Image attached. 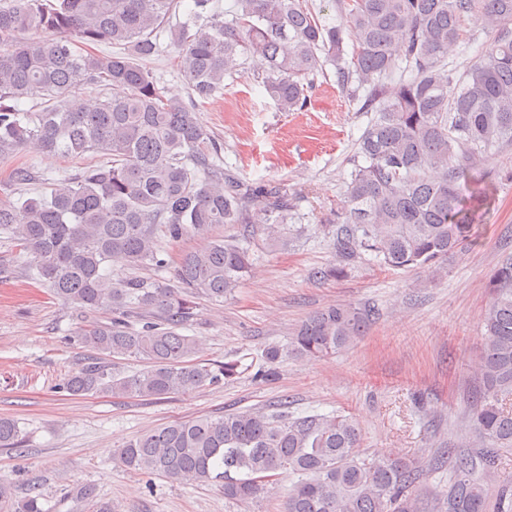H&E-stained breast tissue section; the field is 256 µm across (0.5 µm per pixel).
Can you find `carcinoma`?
<instances>
[{
    "label": "carcinoma",
    "instance_id": "obj_1",
    "mask_svg": "<svg viewBox=\"0 0 512 512\" xmlns=\"http://www.w3.org/2000/svg\"><path fill=\"white\" fill-rule=\"evenodd\" d=\"M192 0L170 29L190 102L166 97L141 61L158 51L157 33L178 0H0V158L21 150L102 160L15 202L0 200V234L31 259L35 279L82 311L106 309L76 339L92 352L67 375L74 396L108 394L164 400L232 380L253 366L270 377L282 358L330 357L353 344L375 319L371 305L329 306L307 318L260 363L215 366L192 361L199 341L185 334L196 300L222 302L255 265L247 238L212 237L220 224L264 220L273 248L302 237L288 223L296 196L249 184L219 163L195 99L224 91L239 60L268 62L262 85L283 112L305 102L307 80L325 62L372 112L357 143L346 192L321 225L335 262L311 272L341 278L361 263L428 267L465 249L487 194L461 182L512 143V0H334L339 21H321L307 0H236L234 18ZM485 40L473 46L468 23ZM111 44V54L79 45ZM463 57L458 64L449 57ZM85 85L102 88L94 108L73 106ZM47 104L31 112L24 99ZM207 245L186 255L179 287L114 274V257L131 270L164 266L163 245L190 236ZM484 310L479 384L466 427L469 450L450 448L448 488L428 491L425 465L360 451L362 432L338 413L294 416L231 412L147 430L117 451L128 469L219 487L229 501L262 499L288 477L282 512H512V254L490 279ZM146 363L132 374L103 357ZM18 423L0 417V448L23 452ZM0 512H46L32 490L13 499L0 482Z\"/></svg>",
    "mask_w": 512,
    "mask_h": 512
}]
</instances>
